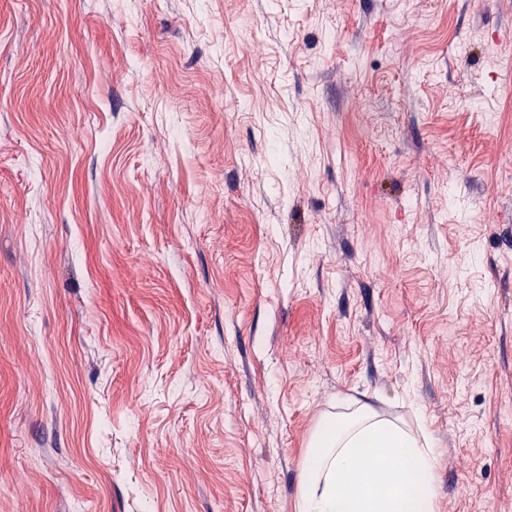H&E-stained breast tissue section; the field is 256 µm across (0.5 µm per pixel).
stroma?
<instances>
[{"label": "stroma", "instance_id": "stroma-1", "mask_svg": "<svg viewBox=\"0 0 512 512\" xmlns=\"http://www.w3.org/2000/svg\"><path fill=\"white\" fill-rule=\"evenodd\" d=\"M349 405L512 512V0H0V512H297Z\"/></svg>", "mask_w": 512, "mask_h": 512}]
</instances>
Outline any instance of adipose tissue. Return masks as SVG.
Returning a JSON list of instances; mask_svg holds the SVG:
<instances>
[{
  "label": "adipose tissue",
  "mask_w": 512,
  "mask_h": 512,
  "mask_svg": "<svg viewBox=\"0 0 512 512\" xmlns=\"http://www.w3.org/2000/svg\"><path fill=\"white\" fill-rule=\"evenodd\" d=\"M436 454L368 406L326 417L305 455L298 512H435Z\"/></svg>",
  "instance_id": "obj_1"
}]
</instances>
